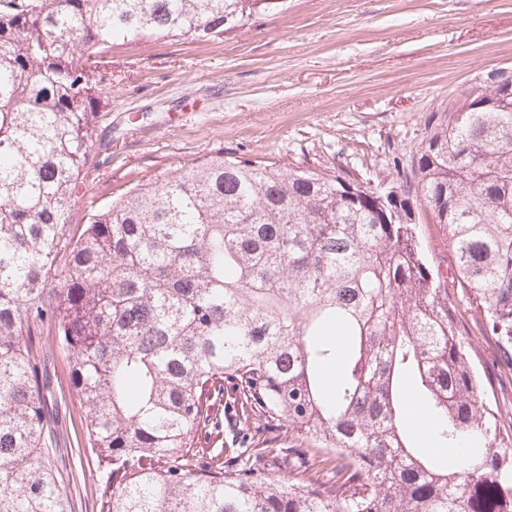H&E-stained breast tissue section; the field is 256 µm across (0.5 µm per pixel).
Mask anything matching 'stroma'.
<instances>
[{
  "label": "stroma",
  "instance_id": "1",
  "mask_svg": "<svg viewBox=\"0 0 512 512\" xmlns=\"http://www.w3.org/2000/svg\"><path fill=\"white\" fill-rule=\"evenodd\" d=\"M512 72V0H283L209 40L146 38L112 50V98L84 183L119 189L226 149L282 167L349 170L393 185L448 107ZM432 267L450 269L441 225L417 219ZM498 404L512 409L496 341L470 328ZM46 370L62 412L59 481L96 512L105 473L87 447L65 353Z\"/></svg>",
  "mask_w": 512,
  "mask_h": 512
}]
</instances>
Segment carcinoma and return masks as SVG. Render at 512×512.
<instances>
[{
    "mask_svg": "<svg viewBox=\"0 0 512 512\" xmlns=\"http://www.w3.org/2000/svg\"><path fill=\"white\" fill-rule=\"evenodd\" d=\"M240 2L0 0V512H70L46 334L108 475L99 512H512V412L462 330L478 313L512 376V98L439 122L398 198L219 151L75 219L112 48L222 34ZM223 402L250 447H224ZM413 206L417 215V234L421 248L429 260L434 270H439L440 275L446 276V271H452L450 266V257L448 254V241L444 230L440 224H434L433 221L426 216L423 206L420 202L414 201Z\"/></svg>",
    "mask_w": 512,
    "mask_h": 512,
    "instance_id": "carcinoma-1",
    "label": "carcinoma"
}]
</instances>
